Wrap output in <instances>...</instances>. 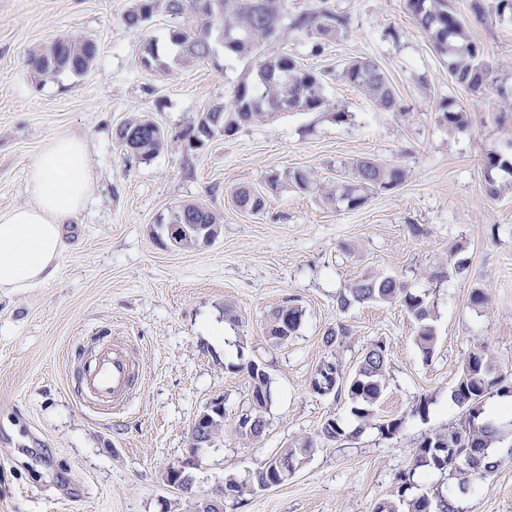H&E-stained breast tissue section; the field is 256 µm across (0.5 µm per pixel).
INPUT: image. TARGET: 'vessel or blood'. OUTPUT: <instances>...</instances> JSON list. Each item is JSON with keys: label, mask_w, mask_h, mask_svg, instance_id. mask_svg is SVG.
<instances>
[{"label": "vessel or blood", "mask_w": 512, "mask_h": 512, "mask_svg": "<svg viewBox=\"0 0 512 512\" xmlns=\"http://www.w3.org/2000/svg\"><path fill=\"white\" fill-rule=\"evenodd\" d=\"M139 379L129 349L120 343L103 344L80 368L79 396L109 411L120 410Z\"/></svg>", "instance_id": "obj_1"}]
</instances>
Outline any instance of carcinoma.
Masks as SVG:
<instances>
[{"mask_svg":"<svg viewBox=\"0 0 512 512\" xmlns=\"http://www.w3.org/2000/svg\"><path fill=\"white\" fill-rule=\"evenodd\" d=\"M213 0H134L127 14V21L137 25L149 19L159 9L163 10L174 25L168 29V58L180 66H191L212 56L215 38L225 33L224 50L230 56H246L264 41L280 36V21L284 0H220L222 13L216 14ZM404 8L414 24L423 31L433 48L448 58V75L458 86L474 96L484 93L490 75V64L479 45L469 39L466 17L457 9L454 0H404ZM342 23L330 12L306 15L297 22L298 27H313L319 34L332 36ZM97 54L94 42L80 34L45 45L25 59V66L40 80L47 81L69 72L86 73ZM141 65L151 70L168 68L158 48L149 40L142 47ZM346 82L359 90L369 100L384 110L395 111L400 107L398 95L380 65L372 58H357L347 62L342 69ZM324 98L319 77L298 66L288 54L266 57L254 70L250 79L238 84L229 104H216L207 109L219 115L223 129L216 135L232 134L242 125L269 121L281 112L316 111L323 107ZM438 122L450 129H463L469 125L470 115L453 103L443 100L436 112ZM138 132L139 138L129 143L126 132ZM124 147L142 161L153 159L167 146V138L159 125L142 115L127 117L118 131ZM406 179V170L399 165H381L372 158H361L352 163L346 177L322 188L331 202L343 203L351 209L364 206L376 190H393ZM286 184L307 191L316 187L311 173L289 170L272 176L264 190L250 187L234 191L238 207L259 212L265 204V193ZM168 224L221 223V216L199 203L187 202L172 210ZM340 310L346 311L355 304L387 302L399 303L417 324L416 342L425 356H430L435 345L433 321L437 305L430 294L411 288L405 281L384 275L364 276L342 288L336 298ZM302 307L289 303L273 310L267 321L272 336L292 337L303 321ZM253 380L252 400L260 402L271 398L268 374L255 372L253 363L246 364ZM336 376L335 391L347 393L350 414L362 424H370L374 408L385 388L387 350L375 342L366 350L353 375L343 379V370L335 360L324 359L317 371ZM492 390L500 397H512V372L497 368L491 354L483 347L469 353L462 372L452 389L453 400L465 411L477 408L474 420L468 416L446 432L429 433L422 437L413 457L415 468L400 474L393 499L386 500L372 512H459L457 497L485 485L501 459L494 449L505 441V435L488 418L485 392ZM320 438L337 442L346 438L344 421L327 420ZM315 448L312 439L305 438L284 453L268 460L264 469L254 474L252 480H240L230 474L224 479L227 499L238 501L256 490L267 487L276 476L279 465L286 461L293 465L305 458ZM424 474L439 473L448 477L446 491L438 489L420 491L416 471Z\"/></svg>","mask_w":512,"mask_h":512,"instance_id":"cac0c4a2","label":"carcinoma"}]
</instances>
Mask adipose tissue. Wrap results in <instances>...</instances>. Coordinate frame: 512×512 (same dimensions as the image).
Listing matches in <instances>:
<instances>
[{"mask_svg": "<svg viewBox=\"0 0 512 512\" xmlns=\"http://www.w3.org/2000/svg\"><path fill=\"white\" fill-rule=\"evenodd\" d=\"M85 154L81 138L49 141L27 172L33 205L0 212V291L35 288L56 273L64 226L87 202Z\"/></svg>", "mask_w": 512, "mask_h": 512, "instance_id": "obj_1", "label": "adipose tissue"}]
</instances>
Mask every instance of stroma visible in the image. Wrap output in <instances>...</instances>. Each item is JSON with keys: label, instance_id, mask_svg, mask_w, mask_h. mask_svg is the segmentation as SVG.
Returning a JSON list of instances; mask_svg holds the SVG:
<instances>
[{"label": "stroma", "instance_id": "1", "mask_svg": "<svg viewBox=\"0 0 512 512\" xmlns=\"http://www.w3.org/2000/svg\"><path fill=\"white\" fill-rule=\"evenodd\" d=\"M131 4L0 0V211L32 204L27 171L54 138H83L92 174L85 209L65 226L54 277L25 292H0V512L183 507L163 476L182 459L196 417L217 400L227 427L192 472L201 493L230 474L247 478L298 438H316L328 419L344 420L352 432L319 442L287 482L227 504L225 512H372L391 498L421 437L460 420L450 391L469 352L486 346L502 369H512V181L496 174L502 191L491 195L484 166L488 154H512V21L468 24L492 67L476 97L451 82L447 58L403 0H286L282 36L256 55L231 57L219 48L205 62L163 71L144 69L139 54L145 41L165 39L170 18L158 12L129 26ZM320 10L344 18L335 36L296 27L300 16ZM73 33L96 43L92 68L36 80L24 65L28 53ZM275 52L321 77L322 109L186 138L209 107L230 103L257 55ZM364 57L388 75L401 110L378 108L344 81V64ZM444 98L469 112L466 129L436 123ZM135 112L170 138L146 163L117 138ZM338 112L347 113L346 122H336ZM363 157L404 167V183L358 209L290 186L268 192L257 213L233 200L236 188H263L271 174L288 170L327 184ZM185 202L221 215L212 244L181 251L156 237L159 217ZM453 253L465 273L429 280L428 271ZM370 273L431 291V357L417 346V325L401 305L339 311L338 291ZM477 289L487 293V305H472ZM291 302L304 310L302 325L288 343L273 344L267 319ZM228 305L238 322L225 321ZM339 323L347 336L326 346L327 331ZM96 339L126 342L142 371L112 415L80 404L73 391L78 355ZM375 341L388 350L376 417L403 421L391 439L358 426L346 394L308 389L321 360L337 358L352 374ZM250 361L271 382L265 431L256 441L231 429L251 403L253 381L243 369ZM423 398L428 415H412ZM462 506L512 512V459Z\"/></svg>", "mask_w": 512, "mask_h": 512}]
</instances>
